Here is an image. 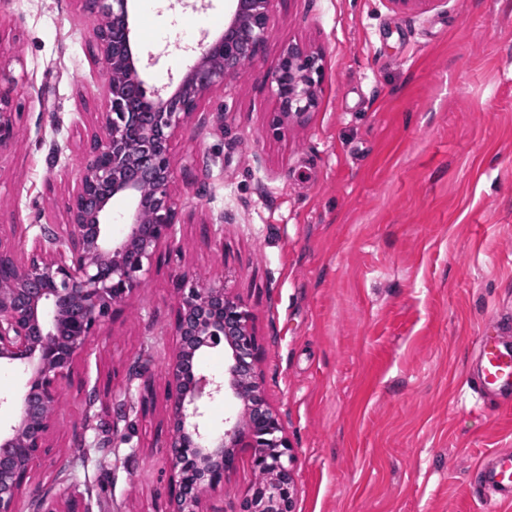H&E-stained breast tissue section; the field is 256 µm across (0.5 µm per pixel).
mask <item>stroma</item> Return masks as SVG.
Listing matches in <instances>:
<instances>
[{"label":"stroma","instance_id":"35a3bbf8","mask_svg":"<svg viewBox=\"0 0 512 512\" xmlns=\"http://www.w3.org/2000/svg\"><path fill=\"white\" fill-rule=\"evenodd\" d=\"M228 6L131 0L148 88L177 85ZM92 27L82 0H0L17 106L0 153L5 245L67 220L105 109ZM269 28L177 135L174 250L78 354L20 512L39 499L69 512L71 483L80 512H167V367L187 276L225 281L250 312L295 512H512L481 483L512 450V405L471 387L479 336H512V0H273ZM290 43L321 57L319 103L275 131L270 81ZM27 379L0 365V427L18 422ZM257 480L241 453L204 512H239Z\"/></svg>","mask_w":512,"mask_h":512}]
</instances>
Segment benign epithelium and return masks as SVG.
Wrapping results in <instances>:
<instances>
[{"mask_svg": "<svg viewBox=\"0 0 512 512\" xmlns=\"http://www.w3.org/2000/svg\"><path fill=\"white\" fill-rule=\"evenodd\" d=\"M91 14L121 22L115 34L92 29L101 49L105 112L89 159L69 195L68 223L50 224L19 250L0 243V363L29 371L23 415L0 433V512H18L21 487L49 455L47 437L60 384L77 354L112 307L142 285L145 267L173 248L179 212L171 194L172 144L198 102L224 79L243 71L269 32L272 0H232L224 35L203 48L170 93L147 97L132 47L129 0H83ZM319 55L286 46L272 75L280 117L301 118L317 107ZM13 83L0 77V153L15 144ZM130 201L123 234L105 222L112 199ZM250 315L224 282L194 283L177 299V353L168 368L172 434L166 455L177 471L168 512H201L203 491L224 483L241 449H251L260 475L241 512H294L290 445L261 388L259 348ZM225 349L224 374L200 371L204 349ZM232 394L246 417L224 420V431L205 426L206 401Z\"/></svg>", "mask_w": 512, "mask_h": 512, "instance_id": "obj_1", "label": "benign epithelium"}]
</instances>
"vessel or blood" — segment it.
Instances as JSON below:
<instances>
[{
	"mask_svg": "<svg viewBox=\"0 0 512 512\" xmlns=\"http://www.w3.org/2000/svg\"><path fill=\"white\" fill-rule=\"evenodd\" d=\"M478 388L512 402V336L485 332L478 344ZM492 497H512V452L500 451L482 473Z\"/></svg>",
	"mask_w": 512,
	"mask_h": 512,
	"instance_id": "b4317fda",
	"label": "vessel or blood"
}]
</instances>
